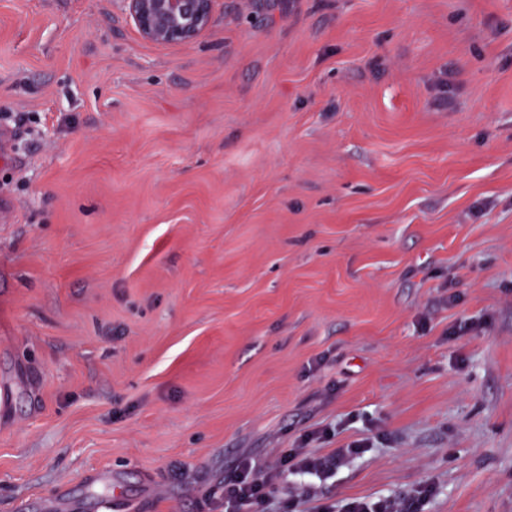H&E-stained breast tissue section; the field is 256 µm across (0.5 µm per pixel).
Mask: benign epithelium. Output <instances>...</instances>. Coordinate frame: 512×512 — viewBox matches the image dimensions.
Masks as SVG:
<instances>
[{
    "label": "benign epithelium",
    "mask_w": 512,
    "mask_h": 512,
    "mask_svg": "<svg viewBox=\"0 0 512 512\" xmlns=\"http://www.w3.org/2000/svg\"><path fill=\"white\" fill-rule=\"evenodd\" d=\"M216 0H125L142 38L164 45L194 43L211 26Z\"/></svg>",
    "instance_id": "7a95c632"
}]
</instances>
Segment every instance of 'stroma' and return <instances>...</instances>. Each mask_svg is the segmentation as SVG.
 Instances as JSON below:
<instances>
[{
    "label": "stroma",
    "instance_id": "stroma-1",
    "mask_svg": "<svg viewBox=\"0 0 512 512\" xmlns=\"http://www.w3.org/2000/svg\"><path fill=\"white\" fill-rule=\"evenodd\" d=\"M2 133L0 512H512V0H0ZM216 0H125L145 40L164 45L194 43L211 26ZM365 449L347 445L330 454L318 455L309 448H291L279 455L274 464L266 466L243 457L234 476L224 481V512H241L244 507L254 512H294L293 505L288 501L278 502L276 510L270 509L276 504L275 476L289 473L297 478L300 489L305 491L310 487L312 479L326 480L332 475L337 463L364 453ZM430 494L429 488H423L415 495L398 499L351 500L345 504L344 512H421Z\"/></svg>",
    "mask_w": 512,
    "mask_h": 512
}]
</instances>
